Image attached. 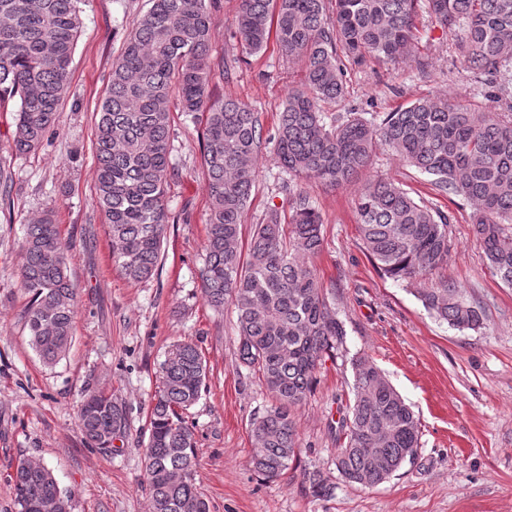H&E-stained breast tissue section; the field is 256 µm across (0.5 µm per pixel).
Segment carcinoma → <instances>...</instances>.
I'll return each mask as SVG.
<instances>
[{"label":"carcinoma","instance_id":"obj_1","mask_svg":"<svg viewBox=\"0 0 512 512\" xmlns=\"http://www.w3.org/2000/svg\"><path fill=\"white\" fill-rule=\"evenodd\" d=\"M81 2L0 0V100H18V153L41 145L70 88ZM213 2L150 0L126 37L100 106L94 202L108 226L113 263L133 282L151 278L168 223L171 100L183 112L206 113L210 213L201 292L218 314L224 304L234 306L238 361L274 400L251 428V465L274 480L300 454L294 410L318 369L336 359L346 332L313 265L322 219L304 190L292 194L288 223L279 210L267 212L242 257V216L256 184L262 124L246 103L211 98ZM421 12L456 35L455 53L467 70L508 92L512 0H334L330 10L326 0H241L235 35L250 54L273 37L282 54L304 65L303 87L289 91L272 140L292 176L343 187L371 165L382 143L429 176L434 189L470 205L493 274L512 286V107L491 112L446 96L419 98L384 113L378 124L357 112L329 124L322 112V104L345 96L348 68L369 61L394 66L411 56ZM356 209L363 247L384 274L416 280L448 263L450 217L407 190L370 181ZM23 250V284L32 294L24 311L29 343L52 366L70 349L78 289L50 215L25 225ZM419 301L459 331L484 328L485 310L452 283L422 289ZM349 363L353 403L334 426L333 464L345 482L374 487L414 458L419 423L367 356L355 354ZM206 376L202 353L189 341L174 345L160 365L144 451L150 512H209L195 487L198 451L186 420ZM78 422L87 443L105 451L129 430L125 403L96 391L84 394ZM300 477L316 497L336 491L321 470L305 469ZM12 483L18 512H72L71 496L41 460H20Z\"/></svg>","mask_w":512,"mask_h":512}]
</instances>
